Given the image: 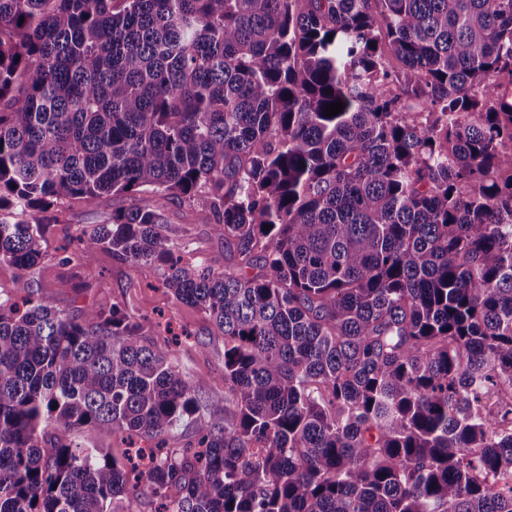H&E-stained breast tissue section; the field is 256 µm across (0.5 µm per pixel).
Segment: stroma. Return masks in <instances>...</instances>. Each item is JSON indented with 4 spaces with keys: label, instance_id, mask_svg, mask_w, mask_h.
<instances>
[{
    "label": "stroma",
    "instance_id": "1",
    "mask_svg": "<svg viewBox=\"0 0 512 512\" xmlns=\"http://www.w3.org/2000/svg\"><path fill=\"white\" fill-rule=\"evenodd\" d=\"M140 194L106 195L95 204L62 201L59 223L51 225L46 252L29 277L41 297L76 322L88 309L120 307L154 327V343L171 348L180 371L194 387L204 418L224 413V338L201 309L179 300L163 283L161 269L133 265L98 251L90 262L78 261L83 230L103 224L114 211L139 203ZM160 206L166 233L184 261L194 268L224 266V241L212 231L209 216L188 204L170 200Z\"/></svg>",
    "mask_w": 512,
    "mask_h": 512
}]
</instances>
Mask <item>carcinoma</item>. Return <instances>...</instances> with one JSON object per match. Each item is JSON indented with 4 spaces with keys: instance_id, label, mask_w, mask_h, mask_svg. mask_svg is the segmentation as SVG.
I'll return each mask as SVG.
<instances>
[{
    "instance_id": "1",
    "label": "carcinoma",
    "mask_w": 512,
    "mask_h": 512,
    "mask_svg": "<svg viewBox=\"0 0 512 512\" xmlns=\"http://www.w3.org/2000/svg\"><path fill=\"white\" fill-rule=\"evenodd\" d=\"M143 187L230 264H182L147 198L82 259L209 315L224 416L151 324L78 323L21 275L0 512H512V0H0V262L38 264L59 200ZM95 444L111 457L122 459L127 448V440L121 432L101 430L94 435Z\"/></svg>"
}]
</instances>
